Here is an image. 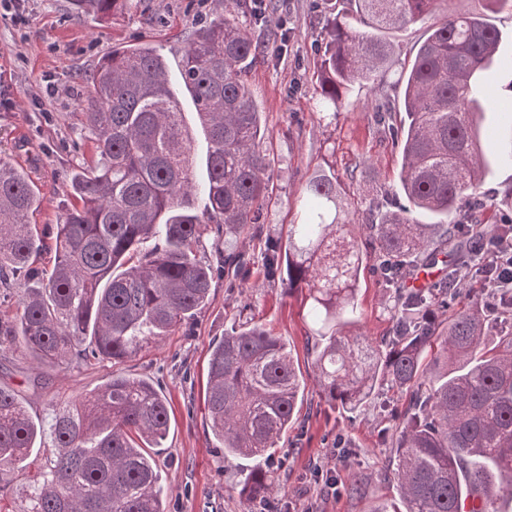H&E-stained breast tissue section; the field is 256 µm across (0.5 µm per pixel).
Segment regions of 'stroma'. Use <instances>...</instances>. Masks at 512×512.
Here are the masks:
<instances>
[{
    "mask_svg": "<svg viewBox=\"0 0 512 512\" xmlns=\"http://www.w3.org/2000/svg\"><path fill=\"white\" fill-rule=\"evenodd\" d=\"M272 2L254 19L243 14L239 0H133L127 13L101 20L81 14L73 0H0V157L24 169L38 188L30 221L39 230H51L74 202L70 175L89 155L80 139L82 108L94 92L91 77L99 63L114 48L140 44L177 63L190 37L213 16L238 19L264 47L247 82L265 127L263 150L272 170L266 221L260 232L237 242L251 259L247 279L234 287L214 281L192 324L118 364L92 360L64 371L7 351L0 354V385L38 415L49 402L84 395L115 370L151 378L170 407L169 434L155 451L166 512H386L399 495L382 436L394 432L409 397L386 391L352 414L330 407L315 380L308 300L304 292L290 294L268 282L261 256L266 239L286 242L289 225L305 222V185L321 172L335 174L355 223H364L375 202L402 203L401 158L374 118V90L353 85L347 106L335 115L318 107L325 0ZM391 306L377 274L364 267L355 330L383 336ZM245 321L288 341L304 384L296 423L272 454L275 486L262 502L242 488L251 461L225 459L204 404L212 346L232 324ZM317 465L338 478L337 488L305 481ZM351 482L358 492H347Z\"/></svg>",
    "mask_w": 512,
    "mask_h": 512,
    "instance_id": "stroma-1",
    "label": "stroma"
}]
</instances>
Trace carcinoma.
Returning <instances> with one entry per match:
<instances>
[{"label":"carcinoma","mask_w":512,"mask_h":512,"mask_svg":"<svg viewBox=\"0 0 512 512\" xmlns=\"http://www.w3.org/2000/svg\"><path fill=\"white\" fill-rule=\"evenodd\" d=\"M107 18L131 0H74ZM436 22L402 69L396 101L383 96L379 122L400 149L406 204L372 210L358 239L336 176L306 184L309 214L286 244H267L266 278L308 291L318 325L316 380L328 402L360 410L376 389L409 394L398 416L393 474L404 510L483 512L512 500V291L456 308L454 281L500 275L484 262L488 233L512 241V218L483 222L480 188L490 166L512 161V137L482 147L480 121L493 106L480 76L499 57L500 30L481 14L448 11V0H346L327 9L318 69L323 104L335 109L355 83L385 86L392 53L386 33L426 17ZM262 54L241 23L214 17L185 46L177 80L147 44L112 50L97 68L83 123L93 155L72 176L76 203L55 224L51 270L34 266L45 247L29 215L39 192L0 158V286L24 279L17 313L0 317V348L68 369L90 359L122 362L192 322L215 276L233 285L250 259L232 246L260 229L271 202L264 130L244 75ZM191 96L208 142L207 177L194 180L192 136L173 83ZM213 234L218 261L198 258ZM393 294L389 335L347 330L357 315L367 255ZM438 264L448 272L415 284ZM448 321L436 320L437 312ZM488 336L496 344L486 348ZM301 380L291 347L242 322L213 346L205 403L224 459L255 461L244 479L252 497L274 485L270 450L294 424ZM168 402L147 380L121 373L35 419L0 388V497L14 491L23 512H165L161 469L146 447H161ZM35 470H24L34 449Z\"/></svg>","instance_id":"1"}]
</instances>
